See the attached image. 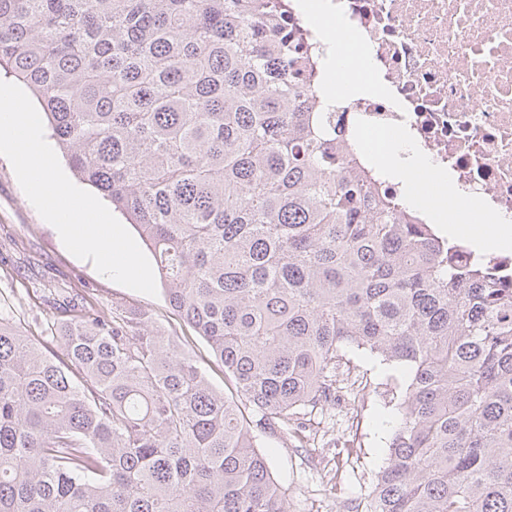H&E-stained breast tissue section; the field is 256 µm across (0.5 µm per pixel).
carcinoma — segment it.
I'll list each match as a JSON object with an SVG mask.
<instances>
[{
    "label": "carcinoma",
    "instance_id": "carcinoma-1",
    "mask_svg": "<svg viewBox=\"0 0 512 512\" xmlns=\"http://www.w3.org/2000/svg\"><path fill=\"white\" fill-rule=\"evenodd\" d=\"M281 0H0V74L152 253L230 394L134 305L0 315V512H288L346 350L409 368L366 512H512V288L336 139Z\"/></svg>",
    "mask_w": 512,
    "mask_h": 512
}]
</instances>
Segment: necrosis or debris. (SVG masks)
<instances>
[{"instance_id":"obj_1","label":"necrosis or debris","mask_w":512,"mask_h":512,"mask_svg":"<svg viewBox=\"0 0 512 512\" xmlns=\"http://www.w3.org/2000/svg\"><path fill=\"white\" fill-rule=\"evenodd\" d=\"M323 25L349 35L335 49L340 99L357 155L372 142L431 186L427 223L468 210L512 224V0H325Z\"/></svg>"}]
</instances>
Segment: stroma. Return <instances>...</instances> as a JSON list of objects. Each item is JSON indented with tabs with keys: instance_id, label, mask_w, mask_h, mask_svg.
Segmentation results:
<instances>
[{
	"instance_id": "1",
	"label": "stroma",
	"mask_w": 512,
	"mask_h": 512,
	"mask_svg": "<svg viewBox=\"0 0 512 512\" xmlns=\"http://www.w3.org/2000/svg\"><path fill=\"white\" fill-rule=\"evenodd\" d=\"M0 243L6 246L0 252V312L20 322L29 334L42 337L47 351H61L50 331L57 312L26 298V286L37 278L90 292L101 305L136 304L166 330L183 336L186 350L213 384L224 388V372L210 358L205 340L183 325L164 294L151 297L120 286L98 273L92 262L71 255L55 228L27 199L10 162L2 156ZM405 375V368L380 363L357 350L348 352L337 373L340 400L311 413L305 443L261 436L260 445L271 459L288 512H355L385 462L387 439L396 422L388 400Z\"/></svg>"
}]
</instances>
